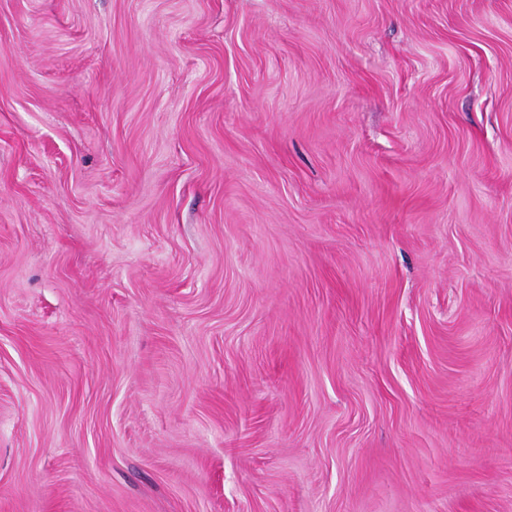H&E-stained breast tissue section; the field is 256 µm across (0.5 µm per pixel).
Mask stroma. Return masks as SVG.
<instances>
[{
  "label": "stroma",
  "instance_id": "35a3bbf8",
  "mask_svg": "<svg viewBox=\"0 0 512 512\" xmlns=\"http://www.w3.org/2000/svg\"><path fill=\"white\" fill-rule=\"evenodd\" d=\"M0 512H512V0H0Z\"/></svg>",
  "mask_w": 512,
  "mask_h": 512
}]
</instances>
